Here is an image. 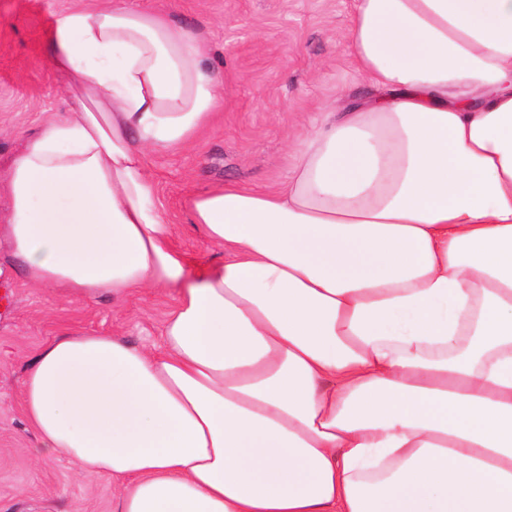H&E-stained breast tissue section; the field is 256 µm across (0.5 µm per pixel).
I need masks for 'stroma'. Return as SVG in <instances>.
I'll return each instance as SVG.
<instances>
[{
	"label": "stroma",
	"mask_w": 512,
	"mask_h": 512,
	"mask_svg": "<svg viewBox=\"0 0 512 512\" xmlns=\"http://www.w3.org/2000/svg\"><path fill=\"white\" fill-rule=\"evenodd\" d=\"M104 0H0V168L25 138L68 109L49 69L45 34L54 16ZM171 16L209 44L207 66L224 75V112L192 145L151 154L160 202L175 244L192 269L220 264L183 209L188 193L224 183L283 181L310 118L329 98L350 103L366 88L344 36L354 0H137ZM171 298L131 294L122 303L58 297L28 284L0 244V512H112L125 482L79 474L63 455L35 458L37 434L20 400L25 368L65 332L118 334L134 345L159 343Z\"/></svg>",
	"instance_id": "stroma-1"
}]
</instances>
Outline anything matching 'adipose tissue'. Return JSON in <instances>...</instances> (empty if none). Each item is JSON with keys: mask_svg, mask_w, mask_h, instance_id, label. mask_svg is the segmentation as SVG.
I'll return each mask as SVG.
<instances>
[{"mask_svg": "<svg viewBox=\"0 0 512 512\" xmlns=\"http://www.w3.org/2000/svg\"><path fill=\"white\" fill-rule=\"evenodd\" d=\"M368 90L270 189L184 210L147 159L224 109L203 38L132 0L58 14L69 110L0 172V240L67 300L172 296L159 346L70 333L26 368L38 454L131 480L113 512H512V0H355Z\"/></svg>", "mask_w": 512, "mask_h": 512, "instance_id": "ef3b65f1", "label": "adipose tissue"}]
</instances>
